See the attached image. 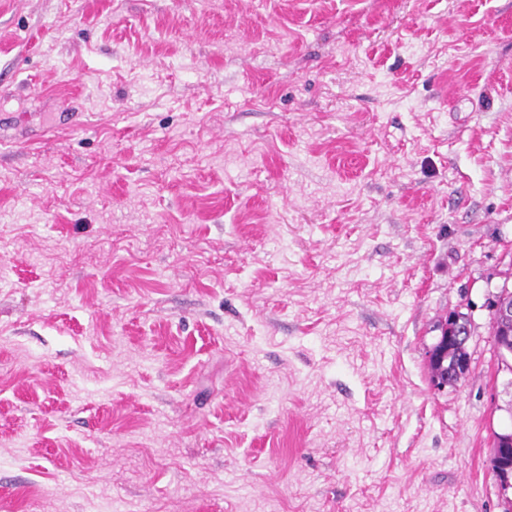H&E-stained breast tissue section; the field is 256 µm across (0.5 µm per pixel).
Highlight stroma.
Listing matches in <instances>:
<instances>
[{
    "label": "stroma",
    "mask_w": 512,
    "mask_h": 512,
    "mask_svg": "<svg viewBox=\"0 0 512 512\" xmlns=\"http://www.w3.org/2000/svg\"><path fill=\"white\" fill-rule=\"evenodd\" d=\"M504 286L512 0H0V512H502ZM507 294L509 296H507ZM497 296H502V298H495L492 301L491 304V312H492V321H491V338L493 336H499L501 327L503 325V322L501 320L495 319L493 316H496L504 321H507L508 319H511L512 322V304L508 305L507 300L505 297H509L510 301H512V293L510 292H503L497 294ZM493 345L495 347V340L492 338ZM440 331L439 338L448 339V341L455 339L463 340L466 343L470 337L466 318L461 313L448 315V319L441 324ZM465 365V370L463 369L462 365ZM469 365V353L466 349V347L462 346V343L460 342H451L448 345V353H447V361L445 360L442 364L440 360L438 361H430V367L432 372V377L439 375V376H445L447 375V378L442 379L439 376H436L437 385L440 387H445L449 384H451L452 380L457 379L458 372L457 370H460L461 374H464Z\"/></svg>",
    "instance_id": "obj_1"
}]
</instances>
